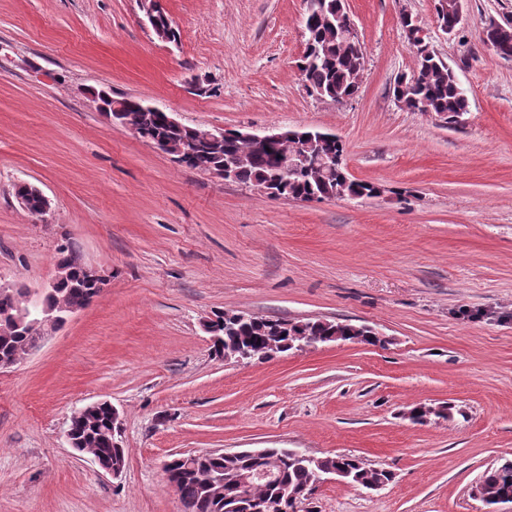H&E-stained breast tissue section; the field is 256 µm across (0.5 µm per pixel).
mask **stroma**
<instances>
[{"label": "stroma", "instance_id": "35a3bbf8", "mask_svg": "<svg viewBox=\"0 0 512 512\" xmlns=\"http://www.w3.org/2000/svg\"><path fill=\"white\" fill-rule=\"evenodd\" d=\"M164 44L137 0H0V279L47 283L61 247L107 284L0 371V512H183L174 453L296 448L391 470L378 491L320 484L303 512H484L472 490L512 460V61L482 38L512 0H346L364 48L358 94L309 96L303 0H162ZM408 12L469 99L461 125L401 107L417 59ZM189 126L317 128L344 145L364 200L274 199L175 162L99 112L92 91ZM52 207L22 210L16 183ZM217 311L327 318L379 332L271 361L215 357ZM107 400L126 466L105 474L65 439ZM418 404L451 416L417 424ZM140 2V9L142 12V17L140 18V21L142 25L152 31L154 36L163 43H170L174 42V38L172 35V32L175 31L174 27H172L168 16L165 11L161 10L158 12L156 16V24L161 27H166L169 21V33H164L161 31H154L153 22H154V15L155 11L158 8V6L162 7L160 0H139ZM163 8V7H162ZM31 191L42 200V206L39 210H32L37 209L40 206V200L38 198L32 197L29 204V199L26 195H19L28 193L27 188L22 186L20 183L14 186V193H17V195L14 196L15 200L22 210L31 214L33 217L41 218L51 209V200L37 185H33L31 187ZM30 205L32 209L30 208Z\"/></svg>", "mask_w": 512, "mask_h": 512}]
</instances>
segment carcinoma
<instances>
[{
    "label": "carcinoma",
    "instance_id": "obj_1",
    "mask_svg": "<svg viewBox=\"0 0 512 512\" xmlns=\"http://www.w3.org/2000/svg\"><path fill=\"white\" fill-rule=\"evenodd\" d=\"M458 0H435V9L441 23L452 25ZM484 42L495 53L512 60V36L501 37L495 30L486 32ZM306 60L300 67L302 81L310 95L342 102L354 97L361 83L363 65L352 40L348 38L347 12L343 0H317L315 13L306 28ZM394 97L411 111L433 112L448 119V125H457L456 118L469 111V101L460 88L453 70L435 52L418 56V76L406 82H397ZM125 106L131 124L141 139L153 142L166 139L180 151L177 162L192 168L194 158L203 156L213 168L224 166L233 156H244L247 162L236 175V182L271 191L275 199H292L303 202L335 198L336 186L344 187L346 197L371 198L376 185L356 181L344 168L330 172L320 165L302 168L286 178L280 177L282 158L297 151V143L288 141L255 152L251 146L234 137L233 131L224 132V142L215 144L202 136L204 127L184 126L181 130L170 128L166 113L138 107L129 98L113 100ZM313 151L321 156L336 157L344 154V147L337 139L315 144ZM73 250L60 248L58 265L70 269L68 277L60 281L52 293L43 298V304L55 307L65 304L82 309L98 297L103 288L89 284L80 270L71 264ZM25 305L24 291L18 296L0 295V320L13 315ZM29 328L14 334L0 331V360L20 359L28 352L32 336ZM211 335L217 337L212 349L222 358L236 347L247 348L259 356L270 344L285 342L289 336H316L320 343L360 342L371 343L370 330L352 324L326 319L286 320L251 315L232 327L224 326V313H215ZM434 415L448 418L450 407L418 405L410 409L409 419L424 423V418ZM110 409L99 407L94 413L72 421L71 426L79 440V451L96 458L100 465L109 466L125 460L124 449L114 447L109 432ZM274 465L275 480L256 479L249 489H240L244 476L268 465ZM341 470L343 480L364 489L376 484L390 483L394 475L383 467L367 464L354 455L338 454L318 457L291 448H268L265 454L253 456L244 451L198 453L189 462L172 467L174 476L167 483L174 488L183 504L184 512H273L284 493H301L314 482L317 471ZM477 489L479 500L491 502L499 498H512V461L489 467L482 475Z\"/></svg>",
    "mask_w": 512,
    "mask_h": 512
}]
</instances>
